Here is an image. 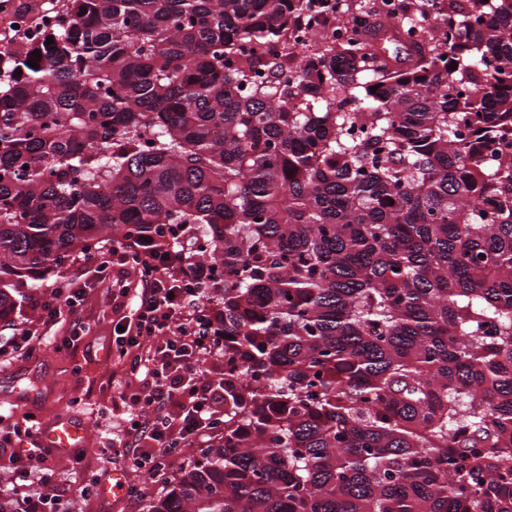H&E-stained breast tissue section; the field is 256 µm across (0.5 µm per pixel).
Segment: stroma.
<instances>
[{"label": "stroma", "instance_id": "1", "mask_svg": "<svg viewBox=\"0 0 512 512\" xmlns=\"http://www.w3.org/2000/svg\"><path fill=\"white\" fill-rule=\"evenodd\" d=\"M86 292L81 316L92 329L90 337L97 354L93 360H84L82 354L56 350L53 344L40 346L41 364L34 371L32 386L39 394H50V402L36 415L40 424H48L55 417L66 414L85 422L88 436L84 443L85 458L81 466H71L64 454L54 456L57 466L51 486H44L38 477H30L27 485L18 487L14 481L18 472L26 467L25 444L11 441L0 446V493L18 502L22 507L36 505L37 512H100L102 504H109V512H143V501L133 495V488L146 490L160 497L179 474L180 467L189 465L201 448L212 441L203 435L177 450L173 462L164 469L147 474L144 471L110 463L109 455L125 438L124 426L127 408L116 404L115 397L122 385L137 389L138 378L128 376V362L119 357L113 342L114 326L119 321L112 311L109 291L111 280H97L84 276ZM111 469L121 474L123 492L110 501L101 496L81 497L80 487L89 481L94 470Z\"/></svg>", "mask_w": 512, "mask_h": 512}]
</instances>
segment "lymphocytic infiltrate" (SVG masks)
I'll return each instance as SVG.
<instances>
[{"label": "lymphocytic infiltrate", "mask_w": 512, "mask_h": 512, "mask_svg": "<svg viewBox=\"0 0 512 512\" xmlns=\"http://www.w3.org/2000/svg\"><path fill=\"white\" fill-rule=\"evenodd\" d=\"M192 256L162 255L152 240L142 239L130 246L108 248L99 255L83 258L81 268L97 279L108 277L115 263L140 270L139 280H112L115 309L124 310V330L115 342L121 355L131 357L133 370L144 373L146 386L122 392V404L137 409L127 429L130 456L139 468H157L166 455L181 444L216 428V407L224 394L207 379L204 357L215 352L211 331L215 313L203 298L196 280L184 267ZM85 290L77 278L61 277L53 288L35 302L38 328H15L7 344H0V363L30 359L43 336L64 325L61 346L78 350L88 327L77 315ZM10 435L28 439L30 471L43 483H50V449L40 443L36 418L6 424Z\"/></svg>", "instance_id": "f902f5d3"}]
</instances>
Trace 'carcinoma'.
<instances>
[{
	"instance_id": "carcinoma-1",
	"label": "carcinoma",
	"mask_w": 512,
	"mask_h": 512,
	"mask_svg": "<svg viewBox=\"0 0 512 512\" xmlns=\"http://www.w3.org/2000/svg\"><path fill=\"white\" fill-rule=\"evenodd\" d=\"M431 2L307 44V0H66L0 51V320L206 242L223 432L144 512H512V0Z\"/></svg>"
}]
</instances>
